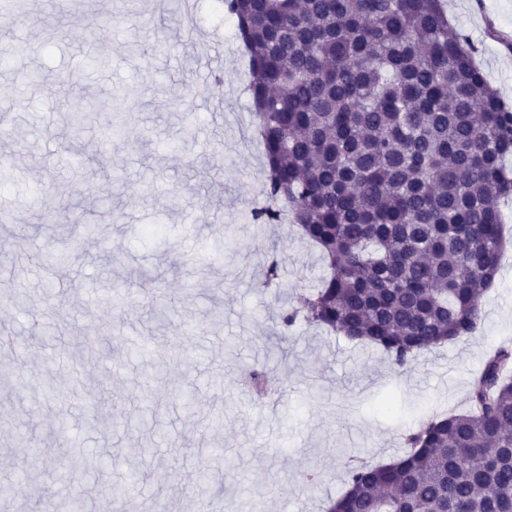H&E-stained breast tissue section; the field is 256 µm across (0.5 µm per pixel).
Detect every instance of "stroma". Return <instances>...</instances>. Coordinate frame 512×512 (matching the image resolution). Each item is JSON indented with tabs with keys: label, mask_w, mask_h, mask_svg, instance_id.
Here are the masks:
<instances>
[{
	"label": "stroma",
	"mask_w": 512,
	"mask_h": 512,
	"mask_svg": "<svg viewBox=\"0 0 512 512\" xmlns=\"http://www.w3.org/2000/svg\"><path fill=\"white\" fill-rule=\"evenodd\" d=\"M29 9L0 18V89L19 99L7 109L10 135L0 138V244L17 228L40 245L67 251L54 284L40 255L25 252L0 271V334L28 340L22 359L0 351V483L27 476L19 496L0 512H38L41 502L79 492L87 512H154L161 496L171 512H198L203 480L197 450L224 448L236 464L213 472L224 512H254L248 484L263 475L277 484L264 512H322L346 489L349 461L387 463L404 450L405 432L439 415L466 409V394L486 354L512 346V248L483 301L484 323L474 335L421 353L400 368L379 349L299 322L278 337L283 302L312 288L324 269L316 249L288 225L249 223L263 202L264 157L254 141L248 56L234 23L214 0H28ZM454 29L476 49L489 84L512 104V49L490 38L488 24L512 32V0H442ZM106 23L85 34L88 14ZM55 29L53 44L43 33ZM207 62L210 97L194 91L193 69ZM38 81H29V74ZM70 73L76 87L58 84ZM128 117V137L102 141L66 128L60 114L92 104ZM90 163L73 171V157ZM234 226L237 250L218 254L214 243ZM282 266L278 286L265 288L270 260ZM196 265L211 277L186 286ZM153 275L142 285L143 274ZM168 318L155 323L157 297ZM59 322L94 337L92 366L79 376L55 358L56 344L39 338L30 321ZM145 343L140 358L128 355ZM200 358L178 362L182 343ZM120 362L121 375L107 363ZM266 369L273 389L247 393L250 371ZM27 377L25 388L15 378ZM110 388L100 427L86 425L83 401ZM196 389L213 407L206 425L187 417L182 394ZM159 409L155 451L138 492L119 501L101 494L120 480L119 460L145 440L142 431L113 432L114 415L144 399ZM391 402L384 413L382 402ZM52 460L31 466L28 446ZM83 453L112 454L97 477L62 480L61 464Z\"/></svg>",
	"instance_id": "1"
}]
</instances>
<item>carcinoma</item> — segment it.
I'll list each match as a JSON object with an SVG mask.
<instances>
[{
    "mask_svg": "<svg viewBox=\"0 0 512 512\" xmlns=\"http://www.w3.org/2000/svg\"><path fill=\"white\" fill-rule=\"evenodd\" d=\"M249 52L266 159L254 224L290 219L326 273L299 317L401 368L471 336L495 286L512 197V106L450 32L441 0H223ZM83 130L96 112L67 116ZM468 409L420 424L388 464L352 465L328 512H512V348L492 350ZM147 404L113 423L144 429ZM148 439L123 460L140 478Z\"/></svg>",
    "mask_w": 512,
    "mask_h": 512,
    "instance_id": "cac0c4a2",
    "label": "carcinoma"
}]
</instances>
